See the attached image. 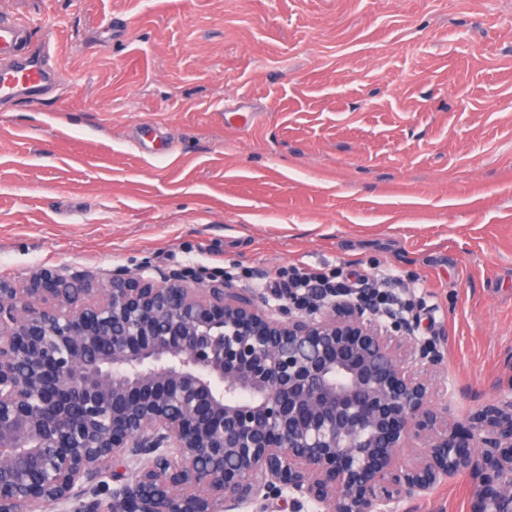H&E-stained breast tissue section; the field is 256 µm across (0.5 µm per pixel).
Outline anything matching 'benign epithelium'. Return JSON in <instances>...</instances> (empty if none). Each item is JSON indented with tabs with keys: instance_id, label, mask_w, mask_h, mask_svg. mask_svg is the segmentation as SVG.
I'll return each mask as SVG.
<instances>
[{
	"instance_id": "benign-epithelium-1",
	"label": "benign epithelium",
	"mask_w": 512,
	"mask_h": 512,
	"mask_svg": "<svg viewBox=\"0 0 512 512\" xmlns=\"http://www.w3.org/2000/svg\"><path fill=\"white\" fill-rule=\"evenodd\" d=\"M442 361L334 291L149 261L0 278V512H400L457 475L512 512V396L459 422L418 371Z\"/></svg>"
}]
</instances>
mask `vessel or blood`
I'll return each mask as SVG.
<instances>
[{
    "instance_id": "b4317fda",
    "label": "vessel or blood",
    "mask_w": 512,
    "mask_h": 512,
    "mask_svg": "<svg viewBox=\"0 0 512 512\" xmlns=\"http://www.w3.org/2000/svg\"><path fill=\"white\" fill-rule=\"evenodd\" d=\"M34 28L32 19L0 12V104L42 105L59 79L52 62L55 34L36 40Z\"/></svg>"
}]
</instances>
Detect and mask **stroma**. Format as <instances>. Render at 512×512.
<instances>
[{
    "label": "stroma",
    "instance_id": "stroma-1",
    "mask_svg": "<svg viewBox=\"0 0 512 512\" xmlns=\"http://www.w3.org/2000/svg\"><path fill=\"white\" fill-rule=\"evenodd\" d=\"M62 81L0 107V277L366 274L465 418L512 384V0H0ZM253 113L251 125L224 115ZM161 140V159L137 139ZM459 475L401 512H473Z\"/></svg>",
    "mask_w": 512,
    "mask_h": 512
}]
</instances>
